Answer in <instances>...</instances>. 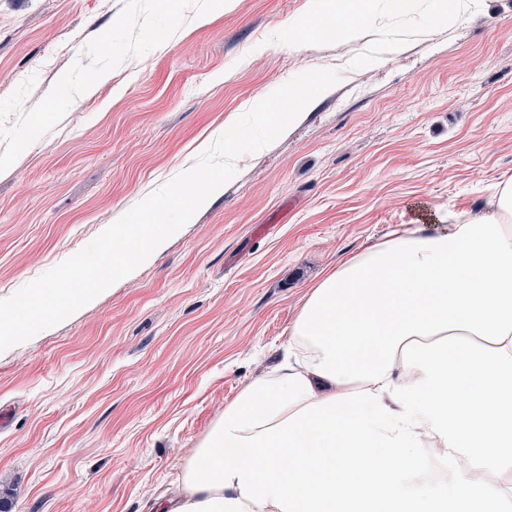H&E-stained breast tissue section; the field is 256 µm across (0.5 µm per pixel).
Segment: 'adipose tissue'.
Wrapping results in <instances>:
<instances>
[{
    "label": "adipose tissue",
    "mask_w": 512,
    "mask_h": 512,
    "mask_svg": "<svg viewBox=\"0 0 512 512\" xmlns=\"http://www.w3.org/2000/svg\"><path fill=\"white\" fill-rule=\"evenodd\" d=\"M312 288L283 356L224 407L160 512H506L512 177Z\"/></svg>",
    "instance_id": "adipose-tissue-1"
}]
</instances>
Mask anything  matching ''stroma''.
<instances>
[{"instance_id":"obj_1","label":"stroma","mask_w":512,"mask_h":512,"mask_svg":"<svg viewBox=\"0 0 512 512\" xmlns=\"http://www.w3.org/2000/svg\"><path fill=\"white\" fill-rule=\"evenodd\" d=\"M0 0V299L75 254L299 73L339 82L97 302L0 352L10 512H156L225 404L275 365L307 289L512 177V0L449 24L362 0Z\"/></svg>"}]
</instances>
